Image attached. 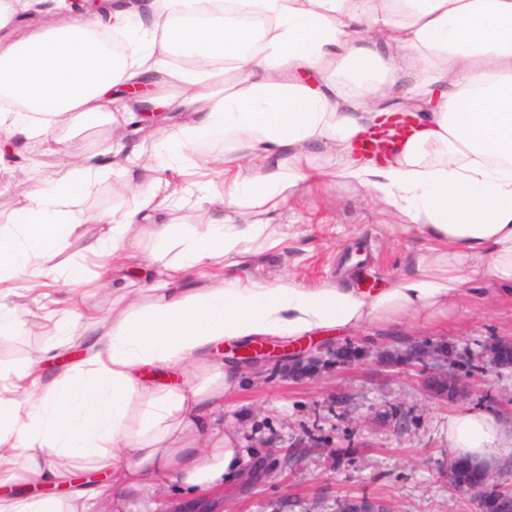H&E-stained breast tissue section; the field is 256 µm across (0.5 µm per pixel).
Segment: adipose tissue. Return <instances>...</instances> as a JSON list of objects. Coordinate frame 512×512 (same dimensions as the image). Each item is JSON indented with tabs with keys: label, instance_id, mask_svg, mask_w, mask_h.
Here are the masks:
<instances>
[{
	"label": "adipose tissue",
	"instance_id": "ef3b65f1",
	"mask_svg": "<svg viewBox=\"0 0 512 512\" xmlns=\"http://www.w3.org/2000/svg\"><path fill=\"white\" fill-rule=\"evenodd\" d=\"M69 0H0V162L17 143L59 125L120 119L125 142L33 163L26 202L0 226V338L48 333L42 358L0 373V512H123L176 484L198 495L238 477L245 452L210 414L240 382L239 360L199 379L205 352L227 342L316 337L377 324L429 325L453 315L463 280L512 287V0H135L56 26ZM195 56L190 66L172 57ZM139 94L118 96L119 86ZM405 110L417 124L381 164L358 166L357 138ZM154 113L169 131L152 155L141 139ZM223 135L224 152L189 163L193 145ZM336 159L351 180L398 208L426 252L375 291L340 283L275 285L238 276L287 233L282 203ZM120 166L135 193L126 209L79 220L78 200ZM199 193L201 224H177L165 173ZM224 178L223 189L213 175ZM153 242L148 290L112 311L38 306L19 322L8 284L79 279L64 251L108 258L109 272ZM224 278L195 282L203 266ZM80 358L47 378L77 327ZM448 460L495 467L512 429L485 412L449 414Z\"/></svg>",
	"mask_w": 512,
	"mask_h": 512
}]
</instances>
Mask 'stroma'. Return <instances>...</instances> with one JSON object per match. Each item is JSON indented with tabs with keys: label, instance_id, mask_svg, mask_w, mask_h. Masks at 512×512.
Masks as SVG:
<instances>
[{
	"label": "stroma",
	"instance_id": "stroma-1",
	"mask_svg": "<svg viewBox=\"0 0 512 512\" xmlns=\"http://www.w3.org/2000/svg\"><path fill=\"white\" fill-rule=\"evenodd\" d=\"M74 138L94 149L111 143L112 130L57 129L44 142L20 145L15 162L0 170V225L30 190L33 160L51 167L56 149ZM324 167L322 181L302 184L279 210L277 223L288 227L280 253L240 269L241 277L381 288L424 253L421 239L389 235V225L405 221L398 209L334 176L333 162ZM122 182L121 172L113 171L75 214L132 206ZM462 288V307L433 326L380 324L323 338L326 346H356L361 355L352 363L328 364L314 376L291 375L272 363L243 373L218 419L235 446L247 449L250 463L270 465L276 475L249 489L235 484L214 492L218 512H336L337 500L363 495L386 500L393 512H473L471 499L448 489L441 429L459 410L490 411L512 426V369L485 374L471 397L451 403L427 396L423 371L401 364L411 344L424 339L450 343L466 358L512 336V298L479 299V284L471 280ZM50 341L26 329L0 340V367L23 366Z\"/></svg>",
	"mask_w": 512,
	"mask_h": 512
}]
</instances>
